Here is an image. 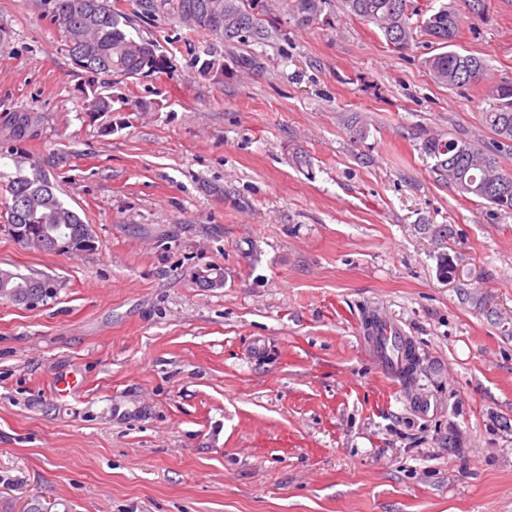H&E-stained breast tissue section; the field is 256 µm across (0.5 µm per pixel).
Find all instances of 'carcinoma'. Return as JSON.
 <instances>
[{"instance_id": "cac0c4a2", "label": "carcinoma", "mask_w": 512, "mask_h": 512, "mask_svg": "<svg viewBox=\"0 0 512 512\" xmlns=\"http://www.w3.org/2000/svg\"><path fill=\"white\" fill-rule=\"evenodd\" d=\"M50 22L62 33L68 54L88 80L99 76L120 82L144 74L159 73L164 60L156 45L130 36L126 19L109 0H50ZM350 12L373 24L396 51L408 49L413 31L407 0H346ZM172 6L184 22L203 28L226 42L245 37L267 38L259 19L242 8L239 0H139L142 9L152 12L160 5ZM323 0H294V13L301 21H314ZM464 16L446 4L422 21L423 33L445 51L425 60L434 80L453 88H466L482 80L485 60L451 49L460 36ZM495 103L483 113L486 126L497 136V145H512V83L504 81L491 91ZM423 153L433 164L431 171L463 197H475L501 212L512 211V169L503 165L500 151L454 136L430 135L423 139ZM9 199L6 223L18 225L20 242L43 252L77 249L86 228L76 212L65 205L47 176L13 178L7 183ZM37 286L40 296L54 295L57 281L43 274H22L0 269V298L18 303Z\"/></svg>"}]
</instances>
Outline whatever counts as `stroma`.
<instances>
[{"mask_svg": "<svg viewBox=\"0 0 512 512\" xmlns=\"http://www.w3.org/2000/svg\"><path fill=\"white\" fill-rule=\"evenodd\" d=\"M442 2L409 0L400 53L344 0L310 24L248 0L268 36L233 44L109 0L165 66L92 90L45 0H0V202L47 175L95 240L46 253L0 232V268L59 284L0 299V506L512 512V213L437 182L421 150L434 131L495 142L512 0L466 20L455 49L487 70L462 89L423 65L420 13ZM96 91L112 111H90ZM381 320L412 380L377 363Z\"/></svg>", "mask_w": 512, "mask_h": 512, "instance_id": "obj_1", "label": "stroma"}]
</instances>
